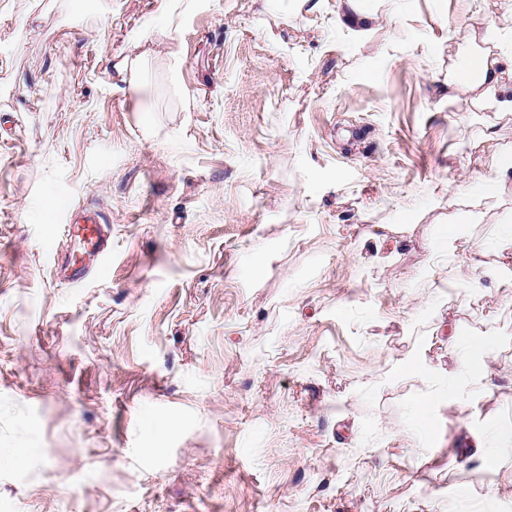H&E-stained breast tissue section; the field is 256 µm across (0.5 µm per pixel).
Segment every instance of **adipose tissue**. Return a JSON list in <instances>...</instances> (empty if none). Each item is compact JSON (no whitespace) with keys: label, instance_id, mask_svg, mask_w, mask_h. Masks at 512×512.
<instances>
[{"label":"adipose tissue","instance_id":"1","mask_svg":"<svg viewBox=\"0 0 512 512\" xmlns=\"http://www.w3.org/2000/svg\"><path fill=\"white\" fill-rule=\"evenodd\" d=\"M470 41L474 50L465 66L448 71L450 93L463 96L476 108L512 112V54L498 52L491 37L477 29Z\"/></svg>","mask_w":512,"mask_h":512}]
</instances>
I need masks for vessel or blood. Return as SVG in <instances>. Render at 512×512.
Instances as JSON below:
<instances>
[{
	"label": "vessel or blood",
	"mask_w": 512,
	"mask_h": 512,
	"mask_svg": "<svg viewBox=\"0 0 512 512\" xmlns=\"http://www.w3.org/2000/svg\"><path fill=\"white\" fill-rule=\"evenodd\" d=\"M54 220L65 223L67 237L79 243L81 250L68 265V277L82 279L92 265L112 248L105 217L97 212L76 210L68 198H60L53 211Z\"/></svg>",
	"instance_id": "1"
}]
</instances>
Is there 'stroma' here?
I'll return each mask as SVG.
<instances>
[{
  "instance_id": "35a3bbf8",
  "label": "stroma",
  "mask_w": 512,
  "mask_h": 512,
  "mask_svg": "<svg viewBox=\"0 0 512 512\" xmlns=\"http://www.w3.org/2000/svg\"><path fill=\"white\" fill-rule=\"evenodd\" d=\"M340 7L0 0V512H512L469 454L512 426V112L448 94L512 0ZM50 195L111 227L83 282ZM371 3L368 0H342V8L336 17L338 24L358 33L364 32L377 20L376 10ZM487 345L481 339L468 341L464 348L462 376L466 382L478 384L486 376L485 354Z\"/></svg>"
}]
</instances>
